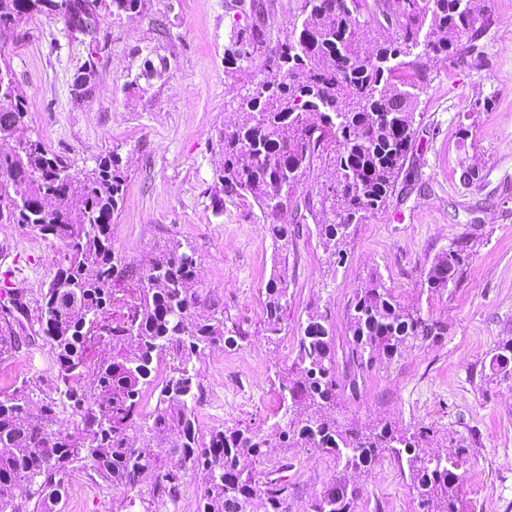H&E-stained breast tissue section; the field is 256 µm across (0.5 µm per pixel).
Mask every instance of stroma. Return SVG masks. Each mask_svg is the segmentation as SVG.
Wrapping results in <instances>:
<instances>
[{"label": "stroma", "instance_id": "obj_1", "mask_svg": "<svg viewBox=\"0 0 512 512\" xmlns=\"http://www.w3.org/2000/svg\"><path fill=\"white\" fill-rule=\"evenodd\" d=\"M141 0L136 11L103 16L97 41L72 38L62 18L23 20L0 47L28 112L29 133L82 177L101 154L117 150L127 175L112 219V248L135 263L174 235L197 253L194 290L205 313H224L247 334L217 343L194 364L193 404L201 436L231 425L268 427L279 387L297 353L309 314H326L336 334V368L348 416L360 425L388 421L432 427L430 447L466 449L464 512H512V378L491 380L490 360L512 337V0H489L491 25L480 54L426 60L413 114L414 146L384 210L358 225L344 263H328L314 220L288 209L294 231L288 309L278 338L264 317L271 239L259 209L239 199L216 207L223 156L218 140L254 82L276 74V43L292 30L303 0ZM254 42L250 60L224 62L238 37ZM161 72L135 81L144 58ZM94 67L96 85L75 80ZM482 108H475V101ZM478 171L465 181V170ZM475 243L458 285L421 290V276L458 237ZM63 247L22 224L0 236V276H14L29 309L42 302ZM381 275L405 306L448 327L445 336L409 344L400 357L363 370L349 354V309L369 277ZM58 368L48 345L25 346L0 360V399L21 383L54 396ZM288 458L296 499L310 501L336 475L316 448L274 449ZM176 501L150 498L151 481L117 490L79 467L68 478L61 512H197L203 476L182 466ZM409 478L382 455L356 481V512H421Z\"/></svg>", "mask_w": 512, "mask_h": 512}]
</instances>
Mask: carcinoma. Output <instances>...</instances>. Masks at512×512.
Masks as SVG:
<instances>
[{"label":"carcinoma","instance_id":"carcinoma-1","mask_svg":"<svg viewBox=\"0 0 512 512\" xmlns=\"http://www.w3.org/2000/svg\"><path fill=\"white\" fill-rule=\"evenodd\" d=\"M99 0H7L0 8V33L12 34L35 14L62 16L73 33L96 32ZM141 0H105L113 15L137 10ZM367 0H304L301 20L278 44L277 74L263 78L240 97L236 121L218 145L224 155L221 192L252 199L272 239V271L265 285L266 331L281 332L290 287L293 235L283 219L301 178L315 162L336 171L323 189L317 231L330 266L342 261L351 227L385 209L413 148L411 116L418 104L420 59L472 54L488 28L487 0H394L379 9L395 37L369 43L363 36ZM28 112L16 95L12 73L0 75V138L19 144L0 154V223L26 224L66 248L30 327L10 311L1 313L0 358L41 340L49 345L63 387L59 398L35 400L23 384L0 400V512H16L15 488L26 485L39 512H54L66 478L79 465L114 488L133 489L140 477L155 476L152 496L175 500L181 469L177 456L203 474L201 512H250L260 497L265 512H292L293 488L282 473L288 457L254 476L269 448H317L342 466L309 504V512H356L359 488L345 472L362 470L388 454L408 471L409 488L427 512H461L459 473L465 449L453 454L427 447L425 427L411 430L391 422L360 427L337 413L343 389L336 377V336L320 314L308 317L292 363L294 382L280 386L281 415L269 430L226 427L198 437L190 406L198 372L193 358L222 340L245 338L225 318L199 313L201 299L194 247L171 236L157 244L150 264L134 269L112 249V216L125 188L122 161L114 150L99 156L83 179L29 134ZM470 239L453 241L423 273L421 290L431 295L457 285L471 257ZM124 291L128 300L117 293ZM126 312L113 318L112 306ZM111 336L112 353L91 356L97 332ZM349 352L362 369L393 360L409 343L442 334L438 322L405 307L373 276L357 289L349 317ZM177 361L152 413L140 409L153 363ZM493 376L512 375V338L500 343L490 363ZM92 376L93 396L82 385ZM77 417L71 431L54 428L57 409ZM160 433L176 439L154 446Z\"/></svg>","mask_w":512,"mask_h":512}]
</instances>
